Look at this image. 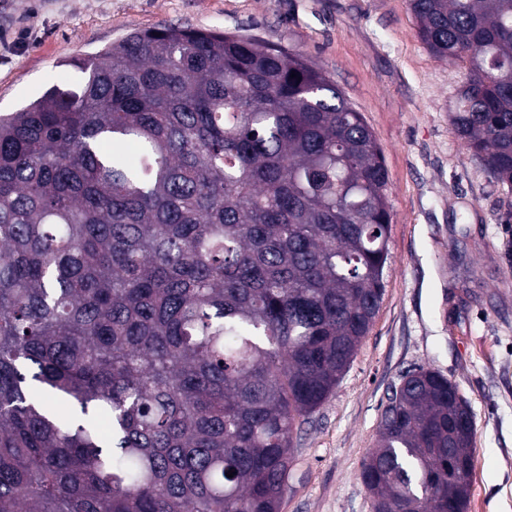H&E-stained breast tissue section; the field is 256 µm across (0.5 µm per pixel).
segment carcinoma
Masks as SVG:
<instances>
[{
	"label": "carcinoma",
	"instance_id": "1",
	"mask_svg": "<svg viewBox=\"0 0 512 512\" xmlns=\"http://www.w3.org/2000/svg\"><path fill=\"white\" fill-rule=\"evenodd\" d=\"M409 6L467 69L457 135L512 190V0ZM76 67L80 91L0 115V512H280L385 291L372 132L252 37L139 30ZM406 375L364 484L389 512H467L469 402Z\"/></svg>",
	"mask_w": 512,
	"mask_h": 512
}]
</instances>
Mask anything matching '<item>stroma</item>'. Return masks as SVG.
Returning a JSON list of instances; mask_svg holds the SVG:
<instances>
[{
	"label": "stroma",
	"instance_id": "stroma-1",
	"mask_svg": "<svg viewBox=\"0 0 512 512\" xmlns=\"http://www.w3.org/2000/svg\"><path fill=\"white\" fill-rule=\"evenodd\" d=\"M161 24L303 55L362 112L388 172L383 300L297 434L281 512H373L362 463L388 395L418 365L454 382L474 414L468 512H512V190L449 121L464 66L430 52L408 0H0V113L54 84L77 88L73 59Z\"/></svg>",
	"mask_w": 512,
	"mask_h": 512
}]
</instances>
